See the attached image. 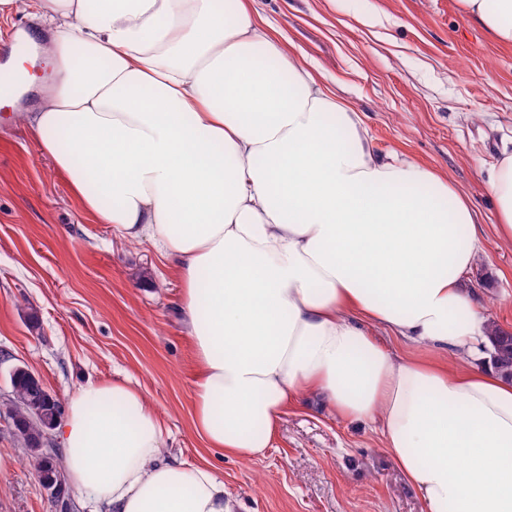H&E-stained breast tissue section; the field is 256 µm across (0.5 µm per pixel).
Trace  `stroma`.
<instances>
[{
	"mask_svg": "<svg viewBox=\"0 0 512 512\" xmlns=\"http://www.w3.org/2000/svg\"><path fill=\"white\" fill-rule=\"evenodd\" d=\"M255 6L359 113L379 155L420 163L468 197L485 249L463 285L512 332V246L496 237L488 187L512 153V46L465 18L460 0ZM18 109L0 110V405L17 366L62 401L89 381H124L168 426V457L216 468L237 512H425L375 425L340 419L311 395L283 416L264 458L207 447L192 424L197 362L177 278L150 243L116 239L83 212ZM27 457L0 408V512H58Z\"/></svg>",
	"mask_w": 512,
	"mask_h": 512,
	"instance_id": "35a3bbf8",
	"label": "stroma"
}]
</instances>
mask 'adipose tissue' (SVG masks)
Listing matches in <instances>:
<instances>
[{"label": "adipose tissue", "mask_w": 512, "mask_h": 512, "mask_svg": "<svg viewBox=\"0 0 512 512\" xmlns=\"http://www.w3.org/2000/svg\"><path fill=\"white\" fill-rule=\"evenodd\" d=\"M251 2L0 0L31 11L50 65L10 63L40 89L22 122L87 215L171 262L208 447L262 458L315 394L377 424L426 512H512V380L470 362L488 329L462 286L484 249L467 200L381 158ZM461 6L512 45V0ZM489 187L512 245V156ZM374 325L459 362L393 356ZM57 432L91 512H235L220 472L165 457L164 420L123 382L80 386Z\"/></svg>", "instance_id": "obj_1"}]
</instances>
